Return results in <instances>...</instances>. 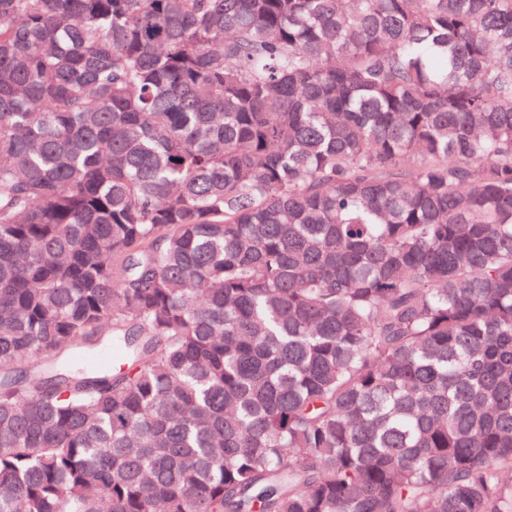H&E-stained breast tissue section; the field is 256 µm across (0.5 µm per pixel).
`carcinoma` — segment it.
Returning a JSON list of instances; mask_svg holds the SVG:
<instances>
[{"label":"carcinoma","instance_id":"obj_1","mask_svg":"<svg viewBox=\"0 0 512 512\" xmlns=\"http://www.w3.org/2000/svg\"><path fill=\"white\" fill-rule=\"evenodd\" d=\"M0 512H512V0H0Z\"/></svg>","mask_w":512,"mask_h":512}]
</instances>
